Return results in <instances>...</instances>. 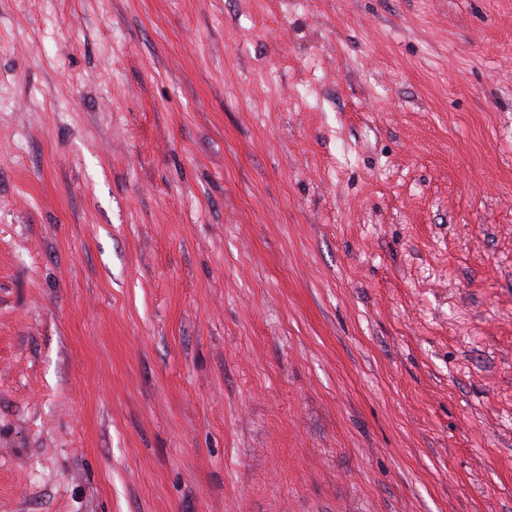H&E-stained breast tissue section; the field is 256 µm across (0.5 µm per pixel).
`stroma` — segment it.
Listing matches in <instances>:
<instances>
[{
    "mask_svg": "<svg viewBox=\"0 0 512 512\" xmlns=\"http://www.w3.org/2000/svg\"><path fill=\"white\" fill-rule=\"evenodd\" d=\"M0 512H512V0H0Z\"/></svg>",
    "mask_w": 512,
    "mask_h": 512,
    "instance_id": "1",
    "label": "stroma"
}]
</instances>
